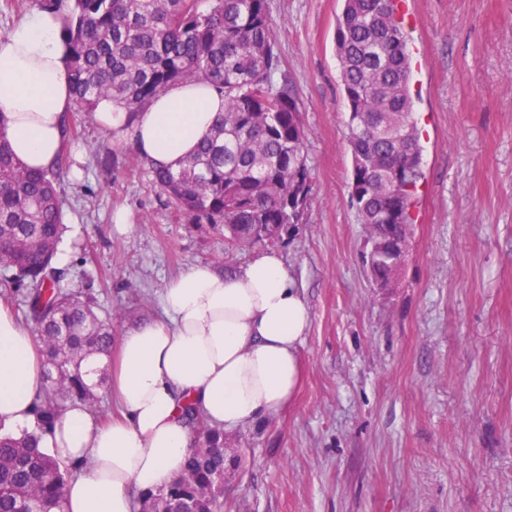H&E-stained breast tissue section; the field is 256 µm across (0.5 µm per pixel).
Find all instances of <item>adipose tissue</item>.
I'll return each instance as SVG.
<instances>
[{
	"label": "adipose tissue",
	"mask_w": 512,
	"mask_h": 512,
	"mask_svg": "<svg viewBox=\"0 0 512 512\" xmlns=\"http://www.w3.org/2000/svg\"><path fill=\"white\" fill-rule=\"evenodd\" d=\"M66 14L36 7L0 34V130L30 168L50 169L65 151L83 159L64 133L75 105ZM223 110L210 84L183 83L136 112L99 100L94 122L113 142L131 140L149 164L174 170ZM161 305V318L126 331L116 357L85 365L90 373L110 368L120 417L101 426L74 403L44 436V447L79 468L66 487L67 512H138V493L179 477L194 446L185 406L233 433L272 417L297 392L311 314L276 253L232 273L192 268L168 283ZM43 385L31 331L0 303V425L7 432L32 430Z\"/></svg>",
	"instance_id": "adipose-tissue-1"
}]
</instances>
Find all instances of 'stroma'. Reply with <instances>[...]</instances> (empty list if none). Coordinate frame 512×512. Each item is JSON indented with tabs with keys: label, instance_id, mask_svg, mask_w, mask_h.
<instances>
[{
	"label": "stroma",
	"instance_id": "35a3bbf8",
	"mask_svg": "<svg viewBox=\"0 0 512 512\" xmlns=\"http://www.w3.org/2000/svg\"><path fill=\"white\" fill-rule=\"evenodd\" d=\"M267 3L306 133L302 224L236 243L189 222L132 142L77 112L63 285L92 289L118 342L161 315L170 279L282 256L311 312L302 381L279 413L225 434L223 512H512V0H403L424 179L391 288L369 278L350 197L343 0Z\"/></svg>",
	"mask_w": 512,
	"mask_h": 512
}]
</instances>
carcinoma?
Listing matches in <instances>:
<instances>
[{
  "label": "carcinoma",
  "mask_w": 512,
  "mask_h": 512,
  "mask_svg": "<svg viewBox=\"0 0 512 512\" xmlns=\"http://www.w3.org/2000/svg\"><path fill=\"white\" fill-rule=\"evenodd\" d=\"M69 7L76 112L111 98L139 111L177 83L203 81L224 95V112L175 170L150 168L153 184L191 222L222 224L234 242L276 241L303 221L311 192L305 130L281 59L267 0H37ZM336 52L349 121L351 197L376 243L365 260L386 288L402 264L384 241H409L421 148L409 91L410 65L395 0H345ZM61 157L35 171L0 134V285L23 287L45 365L34 402L35 427L0 433V512H65V487L77 474L41 447L70 402H98L82 363L112 348V315L90 293L61 285L54 259L63 230ZM196 452L168 486L141 495V512H222L224 430L193 417Z\"/></svg>",
  "instance_id": "cac0c4a2"
}]
</instances>
